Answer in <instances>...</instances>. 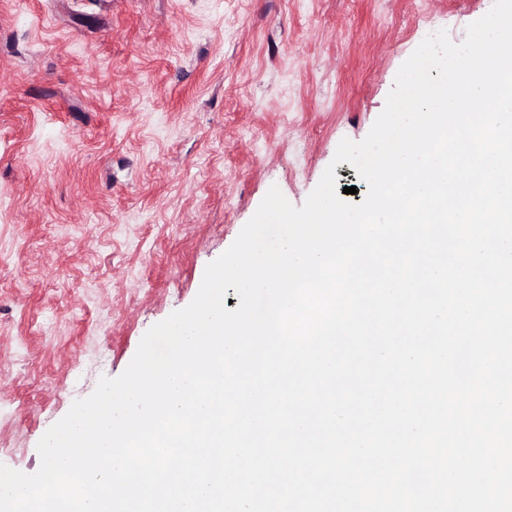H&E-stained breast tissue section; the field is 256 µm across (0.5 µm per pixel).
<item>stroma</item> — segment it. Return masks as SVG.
I'll return each mask as SVG.
<instances>
[{
	"instance_id": "obj_1",
	"label": "stroma",
	"mask_w": 512,
	"mask_h": 512,
	"mask_svg": "<svg viewBox=\"0 0 512 512\" xmlns=\"http://www.w3.org/2000/svg\"><path fill=\"white\" fill-rule=\"evenodd\" d=\"M493 0H0V464L197 295L271 186L301 206L430 34Z\"/></svg>"
}]
</instances>
